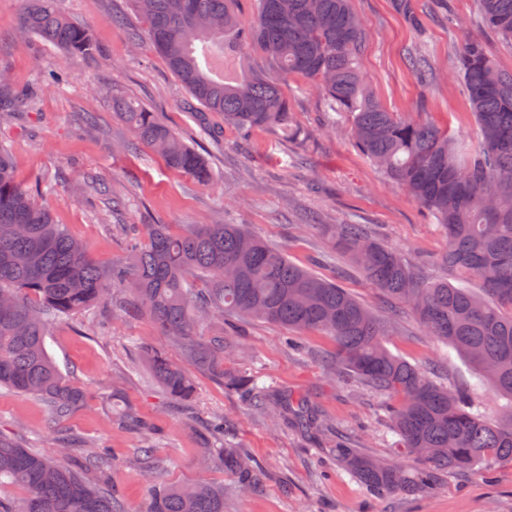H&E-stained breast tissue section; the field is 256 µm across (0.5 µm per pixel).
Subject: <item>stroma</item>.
<instances>
[{
  "mask_svg": "<svg viewBox=\"0 0 512 512\" xmlns=\"http://www.w3.org/2000/svg\"><path fill=\"white\" fill-rule=\"evenodd\" d=\"M59 10L91 29L98 54L65 58L55 46L23 32L21 0H0V74L28 95L0 118V144L13 156L19 178L34 202L49 207L55 223L86 242L103 268L127 263L121 224L245 225L295 264L349 289L372 308L387 328L386 346L432 372L437 381L460 388L478 385V399L496 418L501 399L478 384L473 368L427 336L420 323L366 281L344 254L329 255L323 227L364 224L381 243L422 263L428 277L447 271L441 258L444 234L407 190L390 181L356 146L347 128L327 130L326 102L313 85L287 80L282 90L299 131H241L222 114L198 111L165 60L144 36L145 25L129 0H55ZM364 21L361 70L374 94L391 112L416 121L448 125L476 142L477 128L452 64L466 39L476 38L504 69H512V45L476 21L473 0H417L410 24L392 0H352ZM127 16L124 25L113 16ZM423 51L434 77L418 78L410 64ZM61 71L63 85L44 84L41 72ZM123 95L157 112L184 141L208 160L211 181L203 185L169 169L112 112ZM107 187L89 195L90 182ZM164 344L153 322L120 298L92 316L53 322L46 348L59 370L88 390L91 399L63 424L52 423L40 401L0 389V431L40 453L56 455L57 439L101 441L112 455L106 477L128 512L149 494L141 475L139 434L115 421L134 405L156 429L154 455L169 460L165 472L176 483L224 487V512H512V465H491L485 476L457 473L430 491L396 494L363 487L336 461V442L352 441L365 456L396 462L380 395L330 374L336 345L321 333L295 335L260 320L238 322L228 339L233 370L258 378L264 400L224 390L194 371L196 395L189 410L178 409L151 378L137 344ZM283 394L303 401L316 417L306 425L277 417L266 403ZM223 415L231 438L265 467L260 490L242 493L234 476L200 462L204 427Z\"/></svg>",
  "mask_w": 512,
  "mask_h": 512,
  "instance_id": "35a3bbf8",
  "label": "stroma"
}]
</instances>
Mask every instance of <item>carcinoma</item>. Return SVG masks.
<instances>
[{
  "label": "carcinoma",
  "instance_id": "obj_1",
  "mask_svg": "<svg viewBox=\"0 0 512 512\" xmlns=\"http://www.w3.org/2000/svg\"><path fill=\"white\" fill-rule=\"evenodd\" d=\"M152 47L203 112H219L241 129L298 131L282 91L297 76L326 97L328 127L349 120L355 144L394 183L404 187L445 235L448 279L428 282L398 250L375 240L362 224H338L331 248L351 256L383 295L406 306L438 342L462 354L508 401L496 421L464 390L449 389L385 347L380 317L347 289L301 267L239 224H144L129 265L102 270L86 246L50 211L36 205L0 145V388L44 400L55 421L86 400L47 353V326L89 314L125 290L180 356L141 341L150 374L178 404L195 394L184 364L245 392L256 380L226 368L231 349L222 327L230 319H258L288 330L318 331L336 344L331 366L388 398L398 455L416 466L375 462L346 441L336 457L363 486L409 491L437 475L480 473L512 464V70L499 68L485 46L470 40L456 69L478 128V142L458 139L446 126L386 110L370 94L358 67L366 32L351 0H253L256 22L239 25V0H130ZM482 22L512 43V0H477ZM22 28L72 58L96 52L89 29L54 0H24ZM258 46L268 63L233 83L215 77L202 58L208 48L243 52ZM112 109L138 141L166 165L200 183L211 178L203 155L157 113L127 98ZM208 322L221 327L199 336ZM282 416L313 422L303 403L276 402ZM122 427L144 436V477L151 493L139 512H224V487L165 481L153 459L154 431L127 407ZM201 459L235 474L238 488L259 489L262 466L224 439V418L207 424ZM112 456L101 444H62L44 455L0 432V481L25 491L0 494V512H126L106 488Z\"/></svg>",
  "mask_w": 512,
  "mask_h": 512
}]
</instances>
